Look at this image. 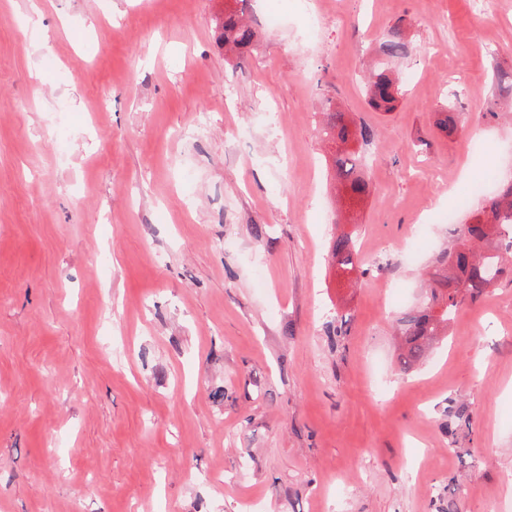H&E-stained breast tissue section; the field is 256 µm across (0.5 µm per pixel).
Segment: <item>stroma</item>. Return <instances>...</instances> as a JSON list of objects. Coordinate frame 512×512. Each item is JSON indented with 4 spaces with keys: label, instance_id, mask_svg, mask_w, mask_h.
<instances>
[{
    "label": "stroma",
    "instance_id": "stroma-1",
    "mask_svg": "<svg viewBox=\"0 0 512 512\" xmlns=\"http://www.w3.org/2000/svg\"><path fill=\"white\" fill-rule=\"evenodd\" d=\"M224 5L0 0V512H512V276L412 372L393 332L512 172V0H250L234 64ZM327 101L377 133L362 199ZM238 7H224L217 25L227 62L240 59L254 48L258 41L257 30L249 23L246 12L249 0H234ZM405 92L403 84L390 76L385 69L374 73L366 84L368 104L381 112L392 111L399 97ZM497 86V99L490 105L488 111L492 116H497L498 112H512V75L498 74ZM358 231L341 233L332 240L330 251L336 266L343 272H351L358 268L359 257Z\"/></svg>",
    "mask_w": 512,
    "mask_h": 512
}]
</instances>
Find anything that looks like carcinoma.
<instances>
[{"instance_id":"carcinoma-1","label":"carcinoma","mask_w":512,"mask_h":512,"mask_svg":"<svg viewBox=\"0 0 512 512\" xmlns=\"http://www.w3.org/2000/svg\"><path fill=\"white\" fill-rule=\"evenodd\" d=\"M234 2L236 6L224 9L218 23L224 56L229 62L243 57L258 41V32L246 17L249 0ZM382 50L389 58L406 55V43L399 28L388 31ZM497 86V99L489 108L493 116L512 112V75L498 74ZM404 94L403 84L384 69L374 73L366 84L368 104L381 112L392 111ZM320 133L335 144L332 164L349 197L360 199L368 195L370 184L360 174L361 151L345 144L354 141L368 146L376 136L375 131L365 124L356 125L342 112L329 110L323 113ZM358 248L356 230L343 232L332 240L331 257L342 272L358 268ZM434 267L423 304L403 312L396 320L404 341L398 364L404 371L422 362L430 345L446 335L448 324L464 298L475 299L490 292L500 277L512 272V176L484 200L477 220L457 232L455 239L436 256Z\"/></svg>"}]
</instances>
